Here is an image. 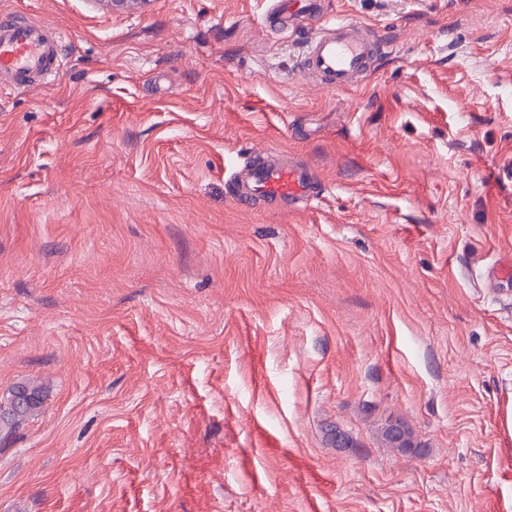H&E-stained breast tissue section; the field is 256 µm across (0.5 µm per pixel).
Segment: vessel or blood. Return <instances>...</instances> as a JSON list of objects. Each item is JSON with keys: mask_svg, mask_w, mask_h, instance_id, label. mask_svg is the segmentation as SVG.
Segmentation results:
<instances>
[{"mask_svg": "<svg viewBox=\"0 0 512 512\" xmlns=\"http://www.w3.org/2000/svg\"><path fill=\"white\" fill-rule=\"evenodd\" d=\"M266 19L284 26L319 15L320 0H271ZM60 32L52 24L26 18L0 19V90L50 83L61 70ZM385 43L362 26L346 20L312 34L300 68L312 81L330 90L359 85L372 72ZM234 201L250 209L261 204L295 206L318 198L320 187L308 168L256 157L227 175Z\"/></svg>", "mask_w": 512, "mask_h": 512, "instance_id": "obj_1", "label": "vessel or blood"}]
</instances>
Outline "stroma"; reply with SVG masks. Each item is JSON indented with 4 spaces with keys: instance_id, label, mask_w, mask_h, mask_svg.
Masks as SVG:
<instances>
[{
    "instance_id": "1",
    "label": "stroma",
    "mask_w": 512,
    "mask_h": 512,
    "mask_svg": "<svg viewBox=\"0 0 512 512\" xmlns=\"http://www.w3.org/2000/svg\"><path fill=\"white\" fill-rule=\"evenodd\" d=\"M268 6L0 0L64 54L0 93V512H512V0ZM339 19L387 48L331 91ZM269 152L322 196L238 206ZM271 10L265 19L277 25L288 27V21L293 22L305 16H317L321 13L322 4L319 0H271ZM385 43L362 26L346 20L312 34L306 41L300 69L330 90L359 85L374 69ZM18 395L25 396L17 399ZM43 404V391L40 386L20 383L9 392L6 406H0V433L8 438L20 424L35 416ZM3 408V409H2ZM382 439L389 448H396L402 452H416L420 448L418 442L414 440L411 429L404 423L397 421L383 429Z\"/></svg>"
}]
</instances>
